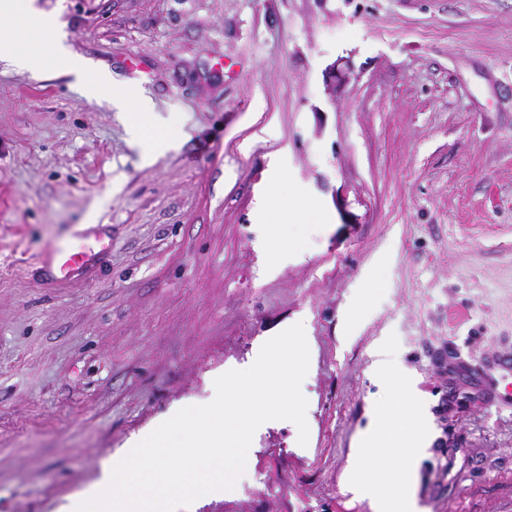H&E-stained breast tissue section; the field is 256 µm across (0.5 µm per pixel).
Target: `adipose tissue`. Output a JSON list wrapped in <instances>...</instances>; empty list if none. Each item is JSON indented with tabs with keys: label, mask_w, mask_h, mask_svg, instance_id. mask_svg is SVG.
Here are the masks:
<instances>
[{
	"label": "adipose tissue",
	"mask_w": 512,
	"mask_h": 512,
	"mask_svg": "<svg viewBox=\"0 0 512 512\" xmlns=\"http://www.w3.org/2000/svg\"><path fill=\"white\" fill-rule=\"evenodd\" d=\"M0 23L8 29L9 60L13 65L32 72L64 65L81 91L91 98L99 97L103 87L112 86L108 105L130 114L131 137L144 154L176 145L180 136L176 120L169 118L162 122V135L148 136L136 119L137 114L149 111L148 101L129 88L113 87L109 74L72 55L57 19L40 9L37 0H0ZM255 211L263 225L256 247L269 253L274 263L287 261L289 252L280 248L274 231L296 224L294 204L263 194L256 201ZM371 357V380L386 384L396 376L403 389L394 401L373 404L370 422L357 443L346 488L354 496L367 500L372 512H424L413 492V482L418 451L427 444V421L416 398L406 390L410 377L398 352L382 339L374 345ZM385 445L399 451L394 465H387L382 455L381 448Z\"/></svg>",
	"instance_id": "1"
}]
</instances>
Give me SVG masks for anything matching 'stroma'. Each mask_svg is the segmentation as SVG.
I'll use <instances>...</instances> for the list:
<instances>
[{
  "mask_svg": "<svg viewBox=\"0 0 512 512\" xmlns=\"http://www.w3.org/2000/svg\"><path fill=\"white\" fill-rule=\"evenodd\" d=\"M72 54L181 127L144 158L124 116L0 43V512H58L100 459L299 317L309 439L262 434L247 512H371L344 481L387 339L432 416L426 512H512V0H40ZM347 78L330 86L332 65ZM248 151H241L242 142ZM329 225L261 271L272 160ZM93 226H86L87 217ZM90 253L70 280L54 250ZM370 318L345 340L363 276Z\"/></svg>",
  "mask_w": 512,
  "mask_h": 512,
  "instance_id": "obj_1",
  "label": "stroma"
}]
</instances>
